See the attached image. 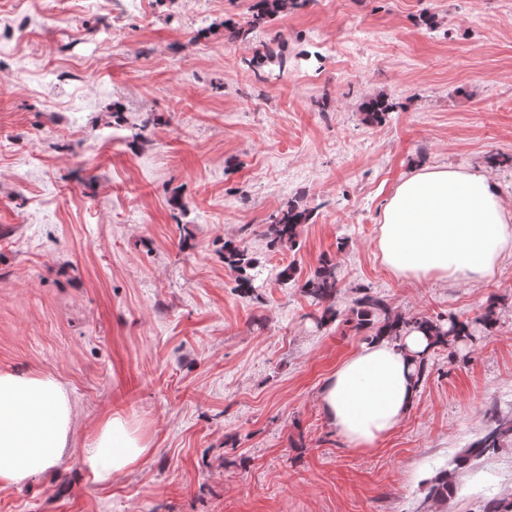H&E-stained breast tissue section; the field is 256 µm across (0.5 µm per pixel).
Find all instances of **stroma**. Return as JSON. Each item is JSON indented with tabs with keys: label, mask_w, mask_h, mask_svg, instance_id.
<instances>
[{
	"label": "stroma",
	"mask_w": 512,
	"mask_h": 512,
	"mask_svg": "<svg viewBox=\"0 0 512 512\" xmlns=\"http://www.w3.org/2000/svg\"><path fill=\"white\" fill-rule=\"evenodd\" d=\"M247 0H0V370L69 391L75 449L112 414L152 451L109 484L75 454L0 512H480L512 497V437L455 460L492 416H512V251L492 278L407 279L377 248L384 205L424 167L480 168L512 205V0H304L249 41H228ZM435 15L428 30L424 18ZM115 26L118 36L102 32ZM276 41L299 65L248 68ZM394 103L364 122L363 100ZM313 213L295 247L267 217ZM244 240L263 271L239 295L221 256ZM336 265L339 316L297 285ZM297 269V281L276 274ZM406 316L497 323L463 358H429L412 410L366 453L320 392L370 340L362 293ZM454 471L444 502L427 493ZM312 213L302 207L297 199L288 203L268 217L264 235L270 248L296 245L299 227L310 223Z\"/></svg>",
	"instance_id": "obj_1"
}]
</instances>
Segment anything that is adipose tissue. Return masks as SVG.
<instances>
[{
	"label": "adipose tissue",
	"instance_id": "obj_1",
	"mask_svg": "<svg viewBox=\"0 0 512 512\" xmlns=\"http://www.w3.org/2000/svg\"><path fill=\"white\" fill-rule=\"evenodd\" d=\"M378 249L399 277L488 279L512 250V208L483 171L423 168L386 202ZM429 343L419 330L396 345L374 339L327 380L324 415L353 450H371L410 411L419 388L416 361ZM72 425L71 399L55 377L0 371V483L19 485L56 467L70 454ZM150 452L142 431L116 414L90 435L81 464L108 483Z\"/></svg>",
	"mask_w": 512,
	"mask_h": 512
}]
</instances>
